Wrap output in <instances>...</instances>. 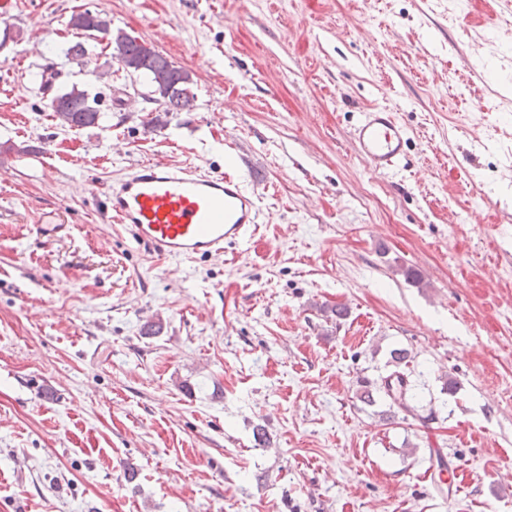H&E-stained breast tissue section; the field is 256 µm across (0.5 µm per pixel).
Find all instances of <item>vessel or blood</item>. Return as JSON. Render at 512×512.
I'll use <instances>...</instances> for the list:
<instances>
[{
  "label": "vessel or blood",
  "instance_id": "b4317fda",
  "mask_svg": "<svg viewBox=\"0 0 512 512\" xmlns=\"http://www.w3.org/2000/svg\"><path fill=\"white\" fill-rule=\"evenodd\" d=\"M352 139L380 175L407 156V130L384 107L363 113ZM258 198L257 189L244 187L237 176H211L192 165L155 159L109 185L104 216L130 231L153 257L197 261L221 256L226 246L253 235Z\"/></svg>",
  "mask_w": 512,
  "mask_h": 512
}]
</instances>
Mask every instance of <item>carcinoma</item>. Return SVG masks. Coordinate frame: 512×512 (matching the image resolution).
<instances>
[{
  "instance_id": "obj_1",
  "label": "carcinoma",
  "mask_w": 512,
  "mask_h": 512,
  "mask_svg": "<svg viewBox=\"0 0 512 512\" xmlns=\"http://www.w3.org/2000/svg\"><path fill=\"white\" fill-rule=\"evenodd\" d=\"M67 26L76 35L94 37L106 43L112 48V57L128 65V72L144 75L152 88L150 100L163 112H190L195 107L197 95L191 73L174 65L147 43L121 30L112 31L111 21L102 14L90 10L74 12ZM54 99L57 103L50 104V109L63 126L95 127L102 119L96 101L89 100L84 91L73 89L55 95ZM407 387L404 373L398 370L385 378L384 390L390 399V406L409 409Z\"/></svg>"
}]
</instances>
